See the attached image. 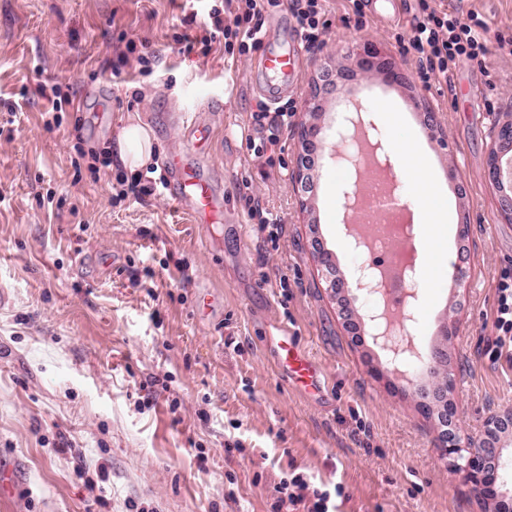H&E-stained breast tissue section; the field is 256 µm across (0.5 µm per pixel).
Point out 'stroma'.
I'll return each mask as SVG.
<instances>
[{
  "label": "stroma",
  "mask_w": 512,
  "mask_h": 512,
  "mask_svg": "<svg viewBox=\"0 0 512 512\" xmlns=\"http://www.w3.org/2000/svg\"><path fill=\"white\" fill-rule=\"evenodd\" d=\"M446 2L512 40V0ZM223 3L0 0V474L12 486L0 512H272L276 486L295 472L332 491L335 512H496L440 456L434 421L403 378L413 365L393 364L372 336L352 341L315 270L316 235L345 277L382 260L346 235L353 167L323 159L307 213L291 172L312 75L348 68L356 45L385 49L402 82L337 78L314 118L334 136L354 98L387 148L386 106L412 133L424 129L415 94L438 112L443 138L422 147L452 221L470 224V269L458 297L449 261L463 244L446 229L429 243L412 231L415 271L432 282L418 290L413 334L426 353L448 317L460 320L449 359L457 423L479 434L489 413L512 409V368L490 347L496 285L512 276V222L485 178L491 152L512 160L496 137L512 113V55L484 71L462 61L450 83L426 86L397 43L408 16L330 0L325 43L305 53L287 95L298 106L291 125L258 131L253 57L187 53L173 40L201 33ZM125 39L154 54L151 76L136 60L119 64ZM42 84L61 88L59 123L46 121ZM131 120L152 130L165 177L191 121L212 125L198 165L224 201L220 223H192L167 193L113 202L120 166L75 172L74 144L104 150ZM254 132L275 140L260 158L246 143ZM253 197L283 220L278 237L249 218ZM276 323L324 373L322 398L274 369L265 336Z\"/></svg>",
  "instance_id": "35a3bbf8"
}]
</instances>
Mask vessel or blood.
Listing matches in <instances>:
<instances>
[{
  "instance_id": "obj_1",
  "label": "vessel or blood",
  "mask_w": 512,
  "mask_h": 512,
  "mask_svg": "<svg viewBox=\"0 0 512 512\" xmlns=\"http://www.w3.org/2000/svg\"><path fill=\"white\" fill-rule=\"evenodd\" d=\"M305 48L300 39H293L287 50L265 49L260 64L268 79L264 92L269 103L288 90L290 78L295 73ZM213 137V129L205 123L193 124L188 132V149L170 156L168 166L177 178L176 197L184 210L198 224L217 222L220 208L214 189L197 170L191 166L189 155L206 154ZM268 347L276 352L275 367L284 380L307 394H318L323 390V374L316 362L299 349L287 330L274 327L266 338Z\"/></svg>"
}]
</instances>
